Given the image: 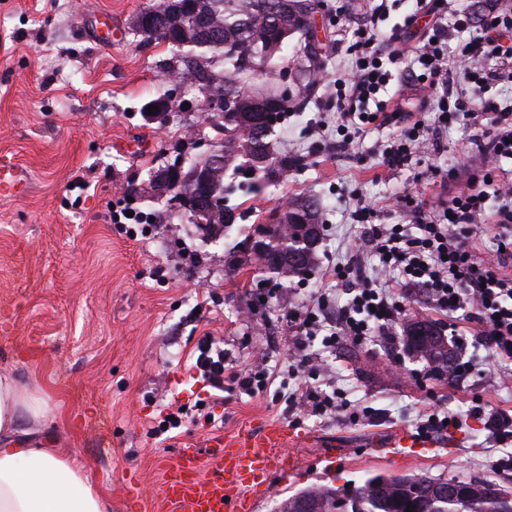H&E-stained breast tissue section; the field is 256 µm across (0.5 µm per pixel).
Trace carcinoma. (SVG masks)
<instances>
[{
	"label": "carcinoma",
	"instance_id": "carcinoma-1",
	"mask_svg": "<svg viewBox=\"0 0 512 512\" xmlns=\"http://www.w3.org/2000/svg\"><path fill=\"white\" fill-rule=\"evenodd\" d=\"M320 0H153L148 6L158 17L176 22L147 32L138 21L132 34L141 42L167 44L172 52L169 79L198 91L205 90L224 107V138L213 145L219 160L208 157L176 158L171 166L184 164L185 186L197 187L210 209V236H222L244 216L228 205L237 192L257 195L304 159L276 149L277 128L290 112H302L315 97L318 80L326 68L321 45L312 31V17ZM297 49L290 58L298 73L299 87L285 97L277 86L258 87L257 76L274 60L282 59L292 39ZM309 224L322 236L319 205L296 195L285 207L270 211L266 221ZM319 245L281 227L262 250L244 247V257L278 279V285L302 283L314 273ZM406 344L435 370L454 367L448 341L430 324L411 319L405 326ZM365 479L344 490L316 486L288 497L278 512H299L309 501L313 512H512V493L499 485L467 481L464 493L450 496L436 487L438 479L427 475Z\"/></svg>",
	"mask_w": 512,
	"mask_h": 512
}]
</instances>
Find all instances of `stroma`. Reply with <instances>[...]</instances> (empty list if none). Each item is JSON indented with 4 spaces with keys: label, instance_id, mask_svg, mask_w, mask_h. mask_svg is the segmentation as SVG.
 <instances>
[{
    "label": "stroma",
    "instance_id": "1",
    "mask_svg": "<svg viewBox=\"0 0 512 512\" xmlns=\"http://www.w3.org/2000/svg\"><path fill=\"white\" fill-rule=\"evenodd\" d=\"M149 3L0 0V153L14 156L32 182L28 196L0 199V374L49 396L52 406L45 419L24 423L18 444L59 448L78 459L111 512H154L123 496V475L151 486L162 475L161 459L179 442L201 443L265 421L296 427L312 440L297 451L301 467L277 477L256 512H276L284 499L313 486L343 488L374 475L490 480L512 492V468L500 465L512 455V443L498 445L486 425L490 414L512 413V360L458 383L433 376L423 391L412 374L426 364L406 350L401 325L381 338L331 347L322 338H304L289 317L322 293L334 305L347 302L329 271L364 234L357 199L381 206L384 224L413 221L409 212L386 208L392 196L410 194L435 210L448 197V165L472 142L477 125L461 119L437 128L408 166L389 170L378 155L394 129L366 130L354 150H335L336 115L324 107L325 89H318L279 130L282 148L304 155L306 165L287 184L232 197L231 206L252 211V218L223 238L204 239L170 211L166 198L127 196L150 171L179 154H204L219 138L216 128L198 123L201 94L167 83V45L145 46L130 35ZM341 5L322 0L317 15L332 75L351 65L346 47L353 28L337 22ZM93 10L112 12L123 39L95 43L83 22ZM160 93L170 98L167 119L144 118L143 105ZM193 124L200 130L187 136ZM79 179L89 190L76 187ZM299 194L319 202L325 239L312 277L281 288L230 255L256 227L257 212ZM115 205L152 221L131 230L112 223ZM405 304L407 318L427 319L446 337L464 334L459 358L483 362V339L464 312L434 314L417 288ZM208 334L223 340L237 368L263 364L272 384L251 396L225 391L172 437L155 435L165 405L193 407L206 398L202 389L183 396L177 390ZM300 355L323 390L341 391L343 409L317 416L288 402L304 380L291 372ZM432 401L457 419L441 433L455 439L453 448L398 462L361 455L374 437L416 429ZM334 446L346 455L331 467L325 455Z\"/></svg>",
    "mask_w": 512,
    "mask_h": 512
}]
</instances>
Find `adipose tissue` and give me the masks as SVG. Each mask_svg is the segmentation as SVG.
<instances>
[{
  "label": "adipose tissue",
  "mask_w": 512,
  "mask_h": 512,
  "mask_svg": "<svg viewBox=\"0 0 512 512\" xmlns=\"http://www.w3.org/2000/svg\"><path fill=\"white\" fill-rule=\"evenodd\" d=\"M47 396L0 375V436L16 434L21 416L38 421ZM109 501L75 460L47 448H0V512H108Z\"/></svg>",
  "instance_id": "1"
}]
</instances>
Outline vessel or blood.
I'll return each instance as SVG.
<instances>
[{"instance_id": "1", "label": "vessel or blood", "mask_w": 512, "mask_h": 512, "mask_svg": "<svg viewBox=\"0 0 512 512\" xmlns=\"http://www.w3.org/2000/svg\"><path fill=\"white\" fill-rule=\"evenodd\" d=\"M88 27L94 39L105 45L117 40L120 31L107 11L94 12ZM30 188L27 171L0 153V197L21 198ZM307 438V433L296 428L267 421L233 439L212 438L202 448L179 443L149 495L170 512H253L258 499L270 491L275 476L298 467L292 450ZM370 446L388 459L403 460L416 457L422 449H438L439 444L427 436L398 429L387 437L372 439Z\"/></svg>"}]
</instances>
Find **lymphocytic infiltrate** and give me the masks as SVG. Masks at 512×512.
I'll return each mask as SVG.
<instances>
[{
  "mask_svg": "<svg viewBox=\"0 0 512 512\" xmlns=\"http://www.w3.org/2000/svg\"><path fill=\"white\" fill-rule=\"evenodd\" d=\"M420 11L430 17L422 44L416 53L420 71L409 80L423 100H435L439 124L458 116L471 117L482 125L480 154L463 149L457 165L448 171L449 182L466 176V190L452 194L435 213L424 212L412 196L394 198L397 206L413 207L414 225L380 223L374 204L359 202V223L368 227L364 243L378 259L375 274H368L360 256L336 263L331 271L337 282L347 285L351 298L331 308L327 296H318L304 311L293 312L304 335L321 331L328 310L336 312V326L328 343L349 337L363 343L376 327L394 325L405 313L404 289L423 287L429 293L431 310L446 316L469 311L487 348L490 359L512 358V235L500 239L501 249L485 257L476 245V228L486 220L501 227L512 226V172L499 167V159H512V109L487 101L488 88L512 83V0H498L483 20L479 35H471L472 19L467 12L447 11V0H417ZM380 15L372 13L353 33L354 62L343 77L331 80L326 101L328 111L342 121L343 136L337 149H349L367 129L388 125L396 138L381 154L383 166L393 168L411 163L427 127L412 112L382 99L393 79V66L405 57L404 30L393 29L386 46L375 38ZM469 39L456 55H449L448 40L460 34ZM495 59L485 69V59ZM497 200L490 208L489 200ZM194 368L207 387L221 391L235 387L254 393L267 387L271 376L244 373L224 364V349L214 337H202Z\"/></svg>",
  "mask_w": 512,
  "mask_h": 512,
  "instance_id": "1",
  "label": "lymphocytic infiltrate"
}]
</instances>
